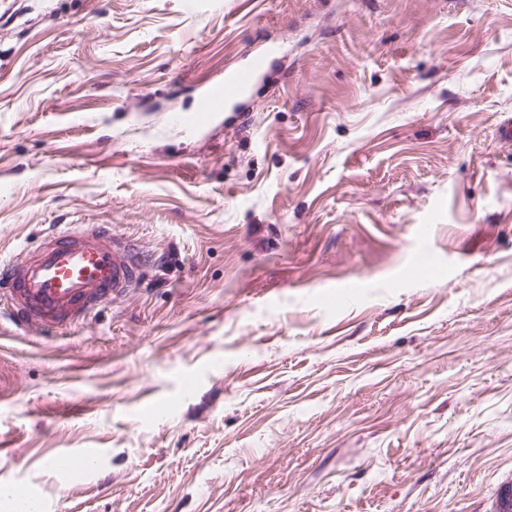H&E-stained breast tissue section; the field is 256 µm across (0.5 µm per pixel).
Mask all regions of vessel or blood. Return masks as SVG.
<instances>
[{
  "instance_id": "b4317fda",
  "label": "vessel or blood",
  "mask_w": 512,
  "mask_h": 512,
  "mask_svg": "<svg viewBox=\"0 0 512 512\" xmlns=\"http://www.w3.org/2000/svg\"><path fill=\"white\" fill-rule=\"evenodd\" d=\"M276 46L252 53L224 72V83L205 92L202 112L233 105L247 95L275 59ZM139 278L130 244L106 224L47 236L23 258L0 260V299L20 328L54 333L76 326L105 302L121 297Z\"/></svg>"
}]
</instances>
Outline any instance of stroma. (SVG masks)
<instances>
[{
	"label": "stroma",
	"instance_id": "35a3bbf8",
	"mask_svg": "<svg viewBox=\"0 0 512 512\" xmlns=\"http://www.w3.org/2000/svg\"><path fill=\"white\" fill-rule=\"evenodd\" d=\"M272 40L247 109L198 122ZM510 117L512 0H0V259L72 224L143 257L62 333L0 314V488L41 512H495Z\"/></svg>",
	"mask_w": 512,
	"mask_h": 512
}]
</instances>
